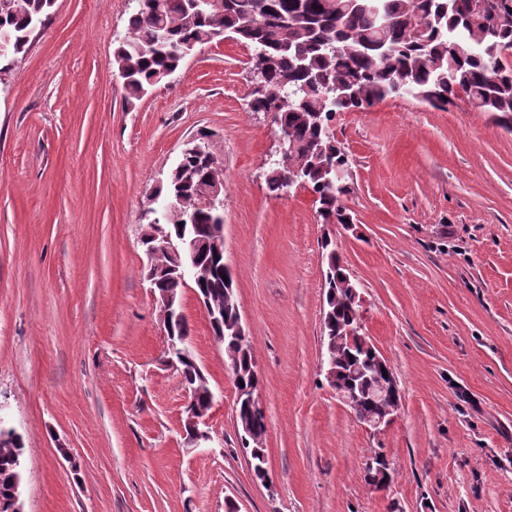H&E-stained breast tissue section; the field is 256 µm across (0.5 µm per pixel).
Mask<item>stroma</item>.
<instances>
[{"instance_id":"1","label":"stroma","mask_w":512,"mask_h":512,"mask_svg":"<svg viewBox=\"0 0 512 512\" xmlns=\"http://www.w3.org/2000/svg\"><path fill=\"white\" fill-rule=\"evenodd\" d=\"M133 0H56L0 76V417L25 443V512H512V132L459 98L410 95L338 114L353 224L313 195L270 197L277 127L250 111L249 48L226 39L126 103L114 50ZM224 169V260L252 340L271 486L253 480L224 348L182 303L215 393L210 441L181 432L188 395L164 361L142 214L183 145ZM335 234L363 330L401 391L364 430L320 367ZM392 480H365L373 449ZM384 396H386V397L398 396L399 400L394 403V406L390 410L389 414H384L377 418H369L361 423L364 426V428L370 430L373 433H380V432L384 431L386 428H388L390 426V424L397 417L398 412L401 407V393L397 386L396 381L393 383V385L391 387L385 389Z\"/></svg>"}]
</instances>
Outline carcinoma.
<instances>
[{
	"instance_id": "1",
	"label": "carcinoma",
	"mask_w": 512,
	"mask_h": 512,
	"mask_svg": "<svg viewBox=\"0 0 512 512\" xmlns=\"http://www.w3.org/2000/svg\"><path fill=\"white\" fill-rule=\"evenodd\" d=\"M473 0H218L213 9L192 13L187 0H139L127 21V32L114 51L116 69L124 73L128 100H140L174 73L185 61V51L214 40L231 37L272 59L260 79L261 90L248 106L262 112L283 96L288 108L279 112L294 149L288 164L299 170L298 182L310 190L324 224H352L353 216L342 204L351 187L328 179L335 169L350 166L349 154L336 140L332 122L340 112H364L388 97L411 94L437 109H446L466 95L470 105L491 115L501 128L512 131V66L503 55L512 51V20L497 25L483 22ZM48 0H0V29L22 37L28 29L49 21ZM284 167L267 171L266 189L277 197L285 189ZM223 180L222 168L212 155H188L178 171L170 173L155 197L177 203L179 212L164 222L171 233L180 223L179 213H192L198 224H214L212 212L197 206L201 185ZM324 274L326 310L322 346L335 361L337 379L358 394L356 419L377 415L388 408L386 398L374 392L387 387L390 378L376 369L363 372L369 347L362 340L349 343L347 328L353 323L347 290L354 282L340 265L336 244L319 243ZM224 260L205 253L200 258L203 288L209 304L224 310L222 335H231L236 322V297L231 270ZM185 281L177 275L156 278L155 287L181 296ZM226 369L236 382L249 387L255 358L251 340L240 346L224 342ZM188 390L199 386L194 362L178 368ZM249 434L243 447L265 451V413L239 410ZM24 455V441L16 435L0 441V498L11 496L16 460Z\"/></svg>"
}]
</instances>
